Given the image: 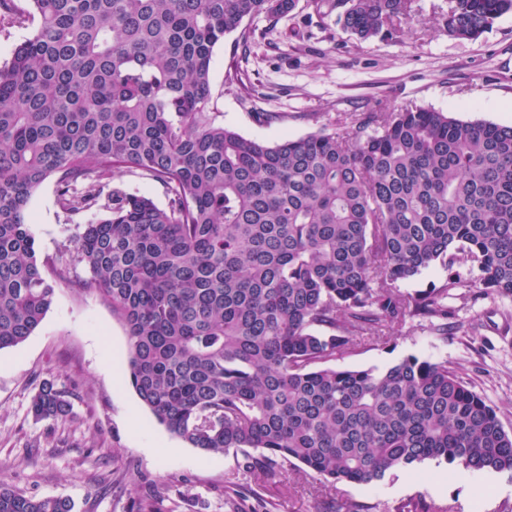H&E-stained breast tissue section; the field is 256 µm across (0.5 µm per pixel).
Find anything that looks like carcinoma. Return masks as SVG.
Wrapping results in <instances>:
<instances>
[{
  "mask_svg": "<svg viewBox=\"0 0 512 512\" xmlns=\"http://www.w3.org/2000/svg\"><path fill=\"white\" fill-rule=\"evenodd\" d=\"M295 0H0V24L37 21L0 66V351L50 310L27 220L34 191L59 206L99 204L135 167L164 184L163 208L112 191L74 251L123 321L128 380L171 434L206 453H244L242 469L280 483L298 468L321 486L373 484L443 459L512 474V432L497 407L448 367L408 355L383 370L336 359L379 329L426 321L441 335L463 289L512 297V127L405 106L336 121L273 144L215 123V47L245 20ZM357 39L392 36L412 0H333ZM512 0H448L445 29L475 39ZM469 263L477 278L453 271ZM439 265L443 283H400ZM51 381L35 420L67 416ZM258 451L254 456L245 449ZM151 485L136 512H166ZM259 492L224 479L230 512ZM0 512H73L0 479Z\"/></svg>",
  "mask_w": 512,
  "mask_h": 512,
  "instance_id": "1",
  "label": "carcinoma"
}]
</instances>
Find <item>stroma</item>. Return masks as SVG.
I'll return each mask as SVG.
<instances>
[{"label":"stroma","instance_id":"35a3bbf8","mask_svg":"<svg viewBox=\"0 0 512 512\" xmlns=\"http://www.w3.org/2000/svg\"><path fill=\"white\" fill-rule=\"evenodd\" d=\"M328 0H296L278 18L246 21L216 46L211 69L218 123L244 138L273 143L319 133L336 113L393 111L406 104L432 107L461 120L512 126V13L497 18L478 38L448 36V0H414L413 18L398 38L357 40L337 23ZM238 62L241 82L225 75ZM259 112L279 113L271 124ZM45 272L64 273L51 309L36 331L0 351V478L35 497H64L74 512H133L153 482L167 481L176 512H227L224 476L238 470L239 454H208L190 447L157 422L131 387L128 340L122 321L99 297H76L74 280L88 271L72 239L95 210L63 211L53 180L28 204ZM512 299L477 296L461 312V329L435 335L409 322L386 330L380 346L340 356L343 368H383L414 354L447 361L467 385L500 411L512 431ZM70 392L72 409L61 420L35 421L30 401L44 380ZM452 466L428 460L381 482L319 487L290 471L286 481L262 487L270 512H321L343 497L368 512H395L424 502L451 512H512V474L469 472L448 479Z\"/></svg>","mask_w":512,"mask_h":512}]
</instances>
